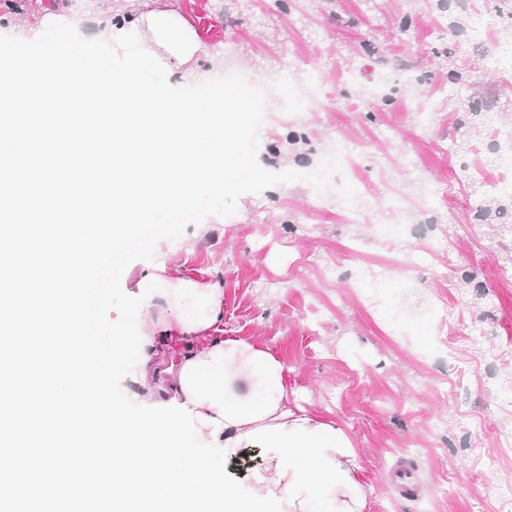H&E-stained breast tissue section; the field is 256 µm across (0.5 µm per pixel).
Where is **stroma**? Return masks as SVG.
I'll use <instances>...</instances> for the list:
<instances>
[{
	"label": "stroma",
	"instance_id": "35a3bbf8",
	"mask_svg": "<svg viewBox=\"0 0 512 512\" xmlns=\"http://www.w3.org/2000/svg\"><path fill=\"white\" fill-rule=\"evenodd\" d=\"M497 0H157L190 25L203 47L202 69L232 65L266 85L284 62L321 77L319 98L280 88L270 121L258 132L257 159L270 171L317 163L343 141L360 146L352 175L368 202L357 223L335 200L315 204L298 181L242 195L234 214L196 237L159 240L155 255L194 279L224 283L227 335L268 348L288 370V386L315 416L335 421L353 440L368 512H499L494 487L512 476V453L498 445L512 413L490 410L487 395L512 385V234L494 236L497 213L476 214L483 191L461 178L462 157L478 155L486 178L498 175L487 131L474 113L492 108L512 120V75L482 67L490 46L512 39L496 30L474 45L453 33L461 11L493 9ZM0 0V34L51 13L93 35L98 21L144 10L143 0H26L24 16ZM415 20L411 37L394 39L396 19ZM404 63L420 86L392 106L363 104L351 70ZM462 79L448 81L451 70ZM437 111L429 126L414 112L424 99ZM420 160L400 166L401 149ZM446 193L431 224L416 223L429 187ZM396 199L398 207L386 203ZM481 235L470 240L472 224ZM485 322L496 354L466 342V324ZM473 417L476 439L459 429ZM495 456L497 467L479 465ZM409 467L418 496L398 495L391 472Z\"/></svg>",
	"mask_w": 512,
	"mask_h": 512
}]
</instances>
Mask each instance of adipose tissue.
Segmentation results:
<instances>
[{"instance_id":"1","label":"adipose tissue","mask_w":512,"mask_h":512,"mask_svg":"<svg viewBox=\"0 0 512 512\" xmlns=\"http://www.w3.org/2000/svg\"><path fill=\"white\" fill-rule=\"evenodd\" d=\"M156 47L184 70L181 79L201 84L211 71L190 68L198 44L186 20L151 9L135 19ZM167 296L141 311L144 363L137 368L145 403L174 401L221 420L220 430L201 426L200 442L218 438L236 459L248 448L261 454L248 484L254 492L282 498L284 512H366L368 486L357 474V450L333 422L310 414L289 396L286 367L270 350L224 333V288L180 276L166 283ZM191 339L194 350L168 360L171 338Z\"/></svg>"}]
</instances>
